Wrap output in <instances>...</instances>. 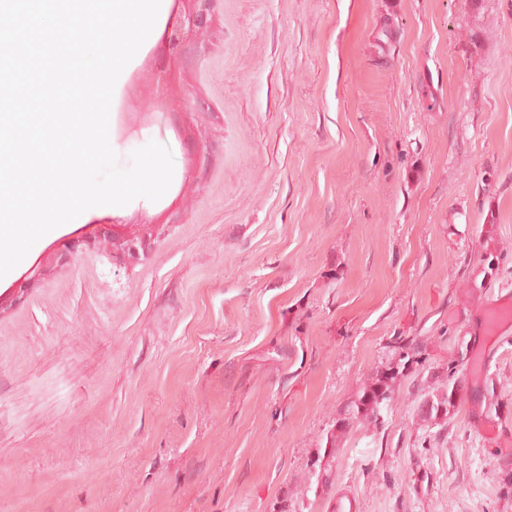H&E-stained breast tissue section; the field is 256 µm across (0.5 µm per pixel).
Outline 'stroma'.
<instances>
[{"instance_id":"obj_1","label":"stroma","mask_w":512,"mask_h":512,"mask_svg":"<svg viewBox=\"0 0 512 512\" xmlns=\"http://www.w3.org/2000/svg\"><path fill=\"white\" fill-rule=\"evenodd\" d=\"M200 7L113 95L168 191L0 308V512H512V0H211L170 52ZM199 2L203 4V8L186 16L179 27L171 30L168 37V46L171 50H176L181 45L182 35H184L186 27L188 30L191 28H200L207 22L206 6L211 2V0H199ZM511 321V303L500 304L493 303L488 308V316L485 319V329L489 335H497L500 326L504 322ZM405 354L399 355V361L388 368L380 379L372 386L366 387L350 405V412L355 418L364 416L373 422H378L381 416L382 408L391 398L390 387L399 375H402L403 369L408 361L402 363ZM402 366V369H401ZM351 416V417H352Z\"/></svg>"}]
</instances>
